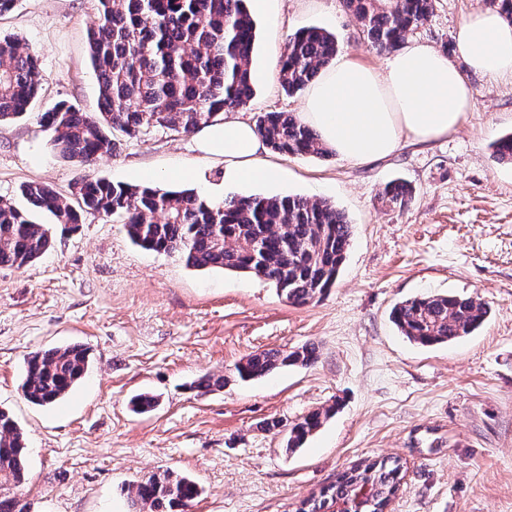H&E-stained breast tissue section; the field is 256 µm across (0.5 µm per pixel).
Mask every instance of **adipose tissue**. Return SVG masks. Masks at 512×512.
Wrapping results in <instances>:
<instances>
[{
  "instance_id": "obj_1",
  "label": "adipose tissue",
  "mask_w": 512,
  "mask_h": 512,
  "mask_svg": "<svg viewBox=\"0 0 512 512\" xmlns=\"http://www.w3.org/2000/svg\"><path fill=\"white\" fill-rule=\"evenodd\" d=\"M494 80L512 74V23L487 9L458 27L453 54L418 42L403 46L385 71L343 56L306 90L301 121L342 159L367 164L395 154L405 140L426 143L456 130L471 111L472 90L451 61ZM195 148L224 161V180L246 186L277 176L251 123L222 119L201 128Z\"/></svg>"
}]
</instances>
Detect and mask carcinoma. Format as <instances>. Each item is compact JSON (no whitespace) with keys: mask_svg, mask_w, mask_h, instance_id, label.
Segmentation results:
<instances>
[{"mask_svg":"<svg viewBox=\"0 0 512 512\" xmlns=\"http://www.w3.org/2000/svg\"><path fill=\"white\" fill-rule=\"evenodd\" d=\"M247 0H98L87 31L89 59L99 88L98 111L83 112L58 102L40 116L51 145L62 157L94 164L117 147L112 132L136 136L150 128L189 136L213 122L222 110L242 107L254 94L252 54L256 26ZM361 23L362 34L379 52H393L431 14L434 0H342ZM336 36L310 26L297 31L281 57L278 81L293 93L304 89L335 57ZM37 59L19 41L0 47V124L25 116L38 98ZM256 128L267 148L279 154L326 156L329 148L315 130L291 112H264ZM495 156L512 163V134L498 139ZM21 193L30 206L48 212L62 229L74 231L86 215L110 217L124 225L137 246L178 254L185 265L244 273L273 286L290 303L304 305L323 296L337 280L352 230L333 204L298 196L232 195L211 202L193 189L164 190L113 184L105 179L76 182L74 199L43 183ZM410 184L388 183L382 202L408 207ZM48 224L0 200V266L22 268L52 246ZM485 304L459 295L421 294L395 305L391 319L407 339L431 346L468 336L485 321ZM318 350L306 344L290 352L252 354L236 366L242 379L280 367L309 365ZM87 348L57 347L30 355L21 384L23 397L38 406L68 395L85 376ZM138 413L158 400L141 393ZM331 414L306 415L288 429L287 448H300ZM29 448L15 421L0 411V512H17L8 492L25 478ZM404 465L398 457L364 460L341 472L296 512H321L333 503L354 504L363 486L373 494L363 512H386L400 489ZM134 512H190L197 483L171 471L153 473L129 487Z\"/></svg>","mask_w":512,"mask_h":512,"instance_id":"carcinoma-1","label":"carcinoma"}]
</instances>
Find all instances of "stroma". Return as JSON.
Wrapping results in <instances>:
<instances>
[{
	"label": "stroma",
	"mask_w": 512,
	"mask_h": 512,
	"mask_svg": "<svg viewBox=\"0 0 512 512\" xmlns=\"http://www.w3.org/2000/svg\"><path fill=\"white\" fill-rule=\"evenodd\" d=\"M485 7L435 0L410 37L452 53L459 24ZM96 13L97 0H19L0 16V43L20 40L41 69L27 116L0 126V199L23 208L20 187L29 182L66 196L81 179L134 184L145 169L186 171L181 187L212 200L234 195L223 160L166 130L117 135L116 152L90 167L51 148L41 112L60 101L97 109L87 45ZM253 18L255 94L236 118L301 112L303 93L287 94L277 80L299 28H324L339 54L386 66L341 0H277ZM466 78L472 110L443 138L405 142L369 165L334 153H269L282 178L247 194L326 200L352 226L335 286L308 304L254 277L143 250L122 224L98 215L56 235L32 264L0 267V409L30 449L16 491L24 512H129L126 487L166 469L198 482L194 512H294L345 468L378 456L404 463L388 512H512V164L492 147L512 133V76ZM393 180L413 186L408 208L382 204ZM425 293L477 299L487 318L445 344L411 342L390 313ZM307 343L319 351L314 364L249 381L237 375L236 364L256 352ZM73 344L89 351L85 378L56 405L25 400L26 358ZM207 373L223 377V388L192 389ZM142 392L159 404L137 414L130 401ZM327 408L331 416L289 452L287 425ZM267 420L280 428L264 429Z\"/></svg>",
	"instance_id": "obj_1"
}]
</instances>
